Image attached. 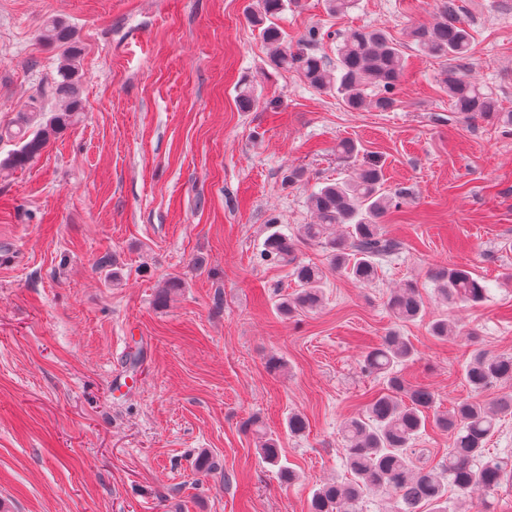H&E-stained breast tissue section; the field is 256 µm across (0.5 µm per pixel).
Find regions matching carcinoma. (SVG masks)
<instances>
[{
	"label": "carcinoma",
	"instance_id": "1",
	"mask_svg": "<svg viewBox=\"0 0 512 512\" xmlns=\"http://www.w3.org/2000/svg\"><path fill=\"white\" fill-rule=\"evenodd\" d=\"M288 0H261L252 22L261 26L262 37L273 47L272 64L294 69L313 88L334 93L350 111L373 109L388 112L397 104L396 90L405 74L403 46L380 28L357 29L342 36L336 48V63L328 65L312 53L323 39L316 27L308 29L291 49L276 23ZM414 44L424 54L455 60L459 69L446 75L443 84L452 111L465 118L489 120L512 134V112L505 111L491 93L466 72L472 55L471 35L458 18L455 0H445L432 25H418L411 31ZM43 38L63 47L57 74L48 86L51 97L65 100L41 129L16 137L22 145L0 160V172L27 167L40 156L50 139L77 120L82 111L79 98L80 49L70 30L57 20L48 22ZM375 90L367 95L368 88ZM317 222L303 225L302 238L324 245L329 265L342 269L363 285L377 278V259L394 254L399 242L386 236L383 223L395 207L393 196L384 189L381 169L363 165L345 178L326 183L309 195ZM295 245L285 234L275 231L264 241L263 258L276 264H291L298 292L284 298L278 308L284 314L301 309L312 311L322 301L325 271L296 261ZM430 278L440 297L448 304L482 302L486 285L462 266H439ZM393 317L402 323L422 317L424 301L417 287L407 282L387 301ZM431 335L446 340L457 334L448 319L430 325ZM415 356L413 347L392 332L364 357L366 371L384 379L385 392L370 401L363 414L347 419L341 428L346 468L353 479L348 484H328L313 495L310 512H360V501L367 491H386L396 496V512H420L421 504L436 505L433 512H448V485L460 495L481 487L495 491L512 477L502 462L488 456L487 443L497 430L499 417L512 412V394L505 393L493 403L472 399L455 404L446 412L436 411V395L428 387L405 380L400 367ZM466 382L474 392L494 384L512 383V356H476L466 368ZM433 413L437 429L452 440L448 456L437 466L412 472L408 450L424 427L425 415ZM246 427L259 438L265 461L278 467L280 477L292 481L295 473L280 464L278 441L263 432L257 421Z\"/></svg>",
	"mask_w": 512,
	"mask_h": 512
}]
</instances>
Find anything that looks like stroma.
I'll return each instance as SVG.
<instances>
[{"label":"stroma","mask_w":512,"mask_h":512,"mask_svg":"<svg viewBox=\"0 0 512 512\" xmlns=\"http://www.w3.org/2000/svg\"><path fill=\"white\" fill-rule=\"evenodd\" d=\"M442 0H290L278 25L335 59L332 35L384 28L408 71L388 112H352L270 62L250 20L257 0H0V160L35 132L55 100L42 89L61 50L47 20L80 49L79 118L25 169L0 175V504L6 512H310L322 483L349 479L340 428L383 387L363 356L398 330L415 349L402 369L439 410L470 398L476 351L512 354V135L449 110L446 62L425 57L412 27ZM473 74L512 111V0H456ZM255 104L243 110L241 86ZM357 142L352 162L336 153ZM381 165L406 187L386 232L399 253L363 285L301 240L315 186L349 165ZM299 181L283 186L287 170ZM298 259L326 267L313 311L282 315L298 284L259 254L269 219ZM467 267L489 288L448 307L429 278ZM181 285L167 289L171 278ZM414 282L422 318L395 324L390 292ZM448 318L460 335L439 340ZM279 359V368L269 366ZM305 417L291 435L290 414ZM278 438L280 480L252 431ZM426 425L412 468L448 453ZM214 463L197 468L199 454Z\"/></svg>","instance_id":"stroma-1"}]
</instances>
